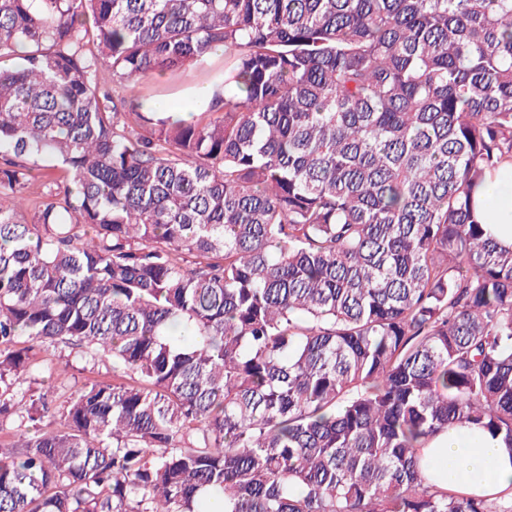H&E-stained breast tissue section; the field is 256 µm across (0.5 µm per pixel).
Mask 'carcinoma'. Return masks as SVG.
Segmentation results:
<instances>
[{
	"instance_id": "cac0c4a2",
	"label": "carcinoma",
	"mask_w": 512,
	"mask_h": 512,
	"mask_svg": "<svg viewBox=\"0 0 512 512\" xmlns=\"http://www.w3.org/2000/svg\"><path fill=\"white\" fill-rule=\"evenodd\" d=\"M2 62L0 512H512L419 454L512 449V244L474 208L512 0H0ZM193 70L189 121L122 90ZM23 336L113 381L52 406Z\"/></svg>"
}]
</instances>
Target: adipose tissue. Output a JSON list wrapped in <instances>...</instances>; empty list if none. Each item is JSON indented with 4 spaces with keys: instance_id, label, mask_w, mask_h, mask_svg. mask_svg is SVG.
I'll return each instance as SVG.
<instances>
[{
    "instance_id": "adipose-tissue-1",
    "label": "adipose tissue",
    "mask_w": 512,
    "mask_h": 512,
    "mask_svg": "<svg viewBox=\"0 0 512 512\" xmlns=\"http://www.w3.org/2000/svg\"><path fill=\"white\" fill-rule=\"evenodd\" d=\"M487 223L498 238L512 242V165L488 177L476 194ZM424 456L426 476L438 487L462 494L512 497V452L489 435L455 428L439 436Z\"/></svg>"
}]
</instances>
